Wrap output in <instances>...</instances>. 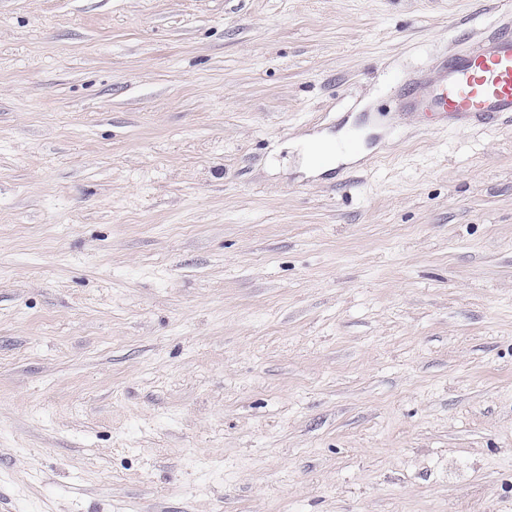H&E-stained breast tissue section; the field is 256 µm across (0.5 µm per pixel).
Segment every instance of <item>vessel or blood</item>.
Here are the masks:
<instances>
[{"label":"vessel or blood","mask_w":512,"mask_h":512,"mask_svg":"<svg viewBox=\"0 0 512 512\" xmlns=\"http://www.w3.org/2000/svg\"><path fill=\"white\" fill-rule=\"evenodd\" d=\"M406 112L431 110L460 123L512 117V31L476 42L447 62L437 77L404 93Z\"/></svg>","instance_id":"obj_1"}]
</instances>
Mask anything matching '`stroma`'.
Here are the masks:
<instances>
[{
  "label": "stroma",
  "mask_w": 512,
  "mask_h": 512,
  "mask_svg": "<svg viewBox=\"0 0 512 512\" xmlns=\"http://www.w3.org/2000/svg\"><path fill=\"white\" fill-rule=\"evenodd\" d=\"M503 24L0 0V512H512V120L397 109Z\"/></svg>",
  "instance_id": "obj_1"
}]
</instances>
